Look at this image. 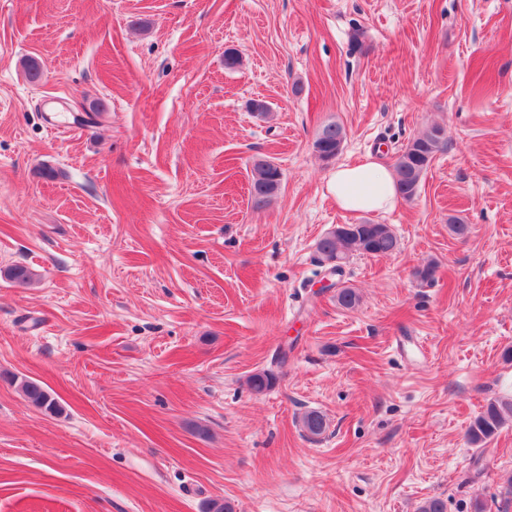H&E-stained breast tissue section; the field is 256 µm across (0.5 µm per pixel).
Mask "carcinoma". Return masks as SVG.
Returning a JSON list of instances; mask_svg holds the SVG:
<instances>
[{
    "label": "carcinoma",
    "mask_w": 512,
    "mask_h": 512,
    "mask_svg": "<svg viewBox=\"0 0 512 512\" xmlns=\"http://www.w3.org/2000/svg\"><path fill=\"white\" fill-rule=\"evenodd\" d=\"M343 127L331 122L322 126L314 141V148L323 157L337 156L338 145L344 142ZM446 131L441 126H433L413 138L404 147V153L393 164L397 190L406 200L413 199L418 191L422 176L434 156L446 146ZM282 173L270 161L254 165L251 180V205L260 210L266 207L276 195ZM399 242L386 224H355L353 230L342 236L323 237L317 243V251L323 259H349L355 253L373 256H387L396 252ZM7 277L18 286L30 284L34 273L25 266H15L8 270ZM336 302L345 309H352L360 302L355 289L345 287L336 294ZM20 389L26 400L34 407L55 413L61 410L56 398L40 382L24 378ZM512 419V399L495 398L483 407L480 414L468 428V440L473 445L486 443L509 420ZM302 428L312 437L322 435L326 428L323 414L311 410L301 417Z\"/></svg>",
    "instance_id": "obj_1"
}]
</instances>
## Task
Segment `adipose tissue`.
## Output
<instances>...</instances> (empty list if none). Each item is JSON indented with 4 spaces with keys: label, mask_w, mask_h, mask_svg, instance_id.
Returning <instances> with one entry per match:
<instances>
[{
    "label": "adipose tissue",
    "mask_w": 512,
    "mask_h": 512,
    "mask_svg": "<svg viewBox=\"0 0 512 512\" xmlns=\"http://www.w3.org/2000/svg\"><path fill=\"white\" fill-rule=\"evenodd\" d=\"M328 187L337 206L349 212H385L398 202L392 173L371 154L338 166Z\"/></svg>",
    "instance_id": "ef3b65f1"
}]
</instances>
